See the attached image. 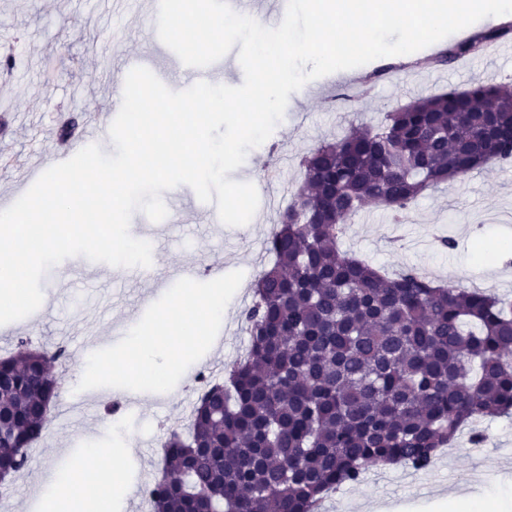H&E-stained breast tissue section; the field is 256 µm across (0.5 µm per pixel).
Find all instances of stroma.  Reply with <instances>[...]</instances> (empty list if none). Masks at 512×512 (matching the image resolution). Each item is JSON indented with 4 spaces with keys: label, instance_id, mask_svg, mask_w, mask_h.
Listing matches in <instances>:
<instances>
[{
    "label": "stroma",
    "instance_id": "obj_1",
    "mask_svg": "<svg viewBox=\"0 0 512 512\" xmlns=\"http://www.w3.org/2000/svg\"><path fill=\"white\" fill-rule=\"evenodd\" d=\"M112 2L0 0V51L20 49L15 70L0 76V107L8 108L12 122L11 134L0 135V198L6 204L20 198L19 187L32 166L51 165L53 153L61 151L55 132L64 116L81 109L88 123L108 122L113 94L124 86L128 58H143L171 90L192 86L185 65L158 37L150 0H132L119 11ZM500 43L502 52L491 57L477 52L448 66L401 69L373 85L353 86V74L386 66V59L379 58L354 72L311 80L303 94H290L271 136L228 174L257 189L259 206L245 225L216 222V205L201 202L187 185L162 194L166 206L180 207V220L155 223L134 213L133 224L157 241L153 282L172 287L174 272L184 267L194 269L199 282L236 270L244 274L211 348L173 390L146 394L136 413H110L112 402L124 398L122 389L105 398L77 385L85 349L116 344L152 283L140 281L133 269L81 256L49 269L41 281L40 308L0 325V357L20 339L34 348H64L69 357L67 369L52 370L59 385L53 419L31 449L27 468L13 480L11 512H46L57 479L72 470L80 449L113 444L115 421L133 450L127 467L131 485L118 510L150 512L138 488L161 475L160 441L170 431L186 429L199 391L196 371L229 369L247 345L242 314L252 302L257 273L271 261L259 244L302 180L301 158L353 126L381 125L389 112L418 96L462 90L478 81L512 82V31ZM442 236L453 237L455 249L441 248ZM339 246L390 273L413 267L435 281L501 295L512 292V163L493 162L425 191L398 223L389 210L366 207L349 221ZM480 426L487 435L482 447H470L463 435L428 470L372 468L358 483L326 498L322 512H358L362 505L390 502L408 505L411 512H431L430 502L440 491L469 492L482 501L512 496V419L486 418Z\"/></svg>",
    "mask_w": 512,
    "mask_h": 512
}]
</instances>
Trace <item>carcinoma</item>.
<instances>
[{"mask_svg": "<svg viewBox=\"0 0 512 512\" xmlns=\"http://www.w3.org/2000/svg\"><path fill=\"white\" fill-rule=\"evenodd\" d=\"M492 30L435 59L450 64ZM85 114L58 128L72 139ZM512 160V83L422 96L324 141L266 238L273 256L244 311L247 349L208 383L187 432L163 441L150 512H317L371 468L427 470L470 424L512 414V300L390 277L338 247L367 206L398 215L430 188ZM58 348L0 358V468H26L58 397Z\"/></svg>", "mask_w": 512, "mask_h": 512, "instance_id": "carcinoma-1", "label": "carcinoma"}]
</instances>
